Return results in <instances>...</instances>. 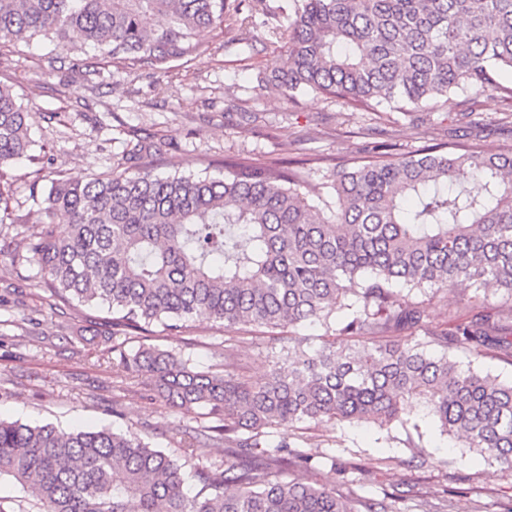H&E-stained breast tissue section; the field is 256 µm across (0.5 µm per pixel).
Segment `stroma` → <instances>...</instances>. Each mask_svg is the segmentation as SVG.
Masks as SVG:
<instances>
[{"instance_id":"35a3bbf8","label":"stroma","mask_w":512,"mask_h":512,"mask_svg":"<svg viewBox=\"0 0 512 512\" xmlns=\"http://www.w3.org/2000/svg\"><path fill=\"white\" fill-rule=\"evenodd\" d=\"M253 5L241 0V27L209 33L207 54L165 73H130L93 51L73 55L41 38L31 40L24 54H0V83L29 111V137L43 156L42 163L9 169L5 197L12 221L0 226V242L14 247L33 231V190H47L59 178L83 181L110 171L136 135L164 143L152 162L159 175L217 177L230 159H280L304 166L314 184L338 162L420 150L425 141L419 133L426 128L441 143L512 147V112L494 96L481 97L484 124L478 128L452 121L444 108L353 110L315 93L288 100L270 82L286 66L285 43L272 29L292 13L294 2L265 0L259 11ZM480 292L472 285L437 296L416 291L412 298L435 330L450 327L451 312L465 313L467 297ZM111 318L101 304L62 303L37 266L12 263L9 253H1L0 419L65 429L130 428L170 452L186 427L217 425L215 416L181 415L145 399L140 378L113 373L112 344L105 338ZM276 333L306 336L316 345L325 330L299 326ZM276 333L193 322L179 336L158 333L150 342L179 353L196 370L220 373L224 341L235 338L247 376L257 380L270 370L267 348ZM116 405L124 418H113ZM408 418L420 427V449L405 447L407 434L399 426L296 424L290 430L295 446L323 463L315 470L294 468L289 479L338 486L349 478L355 497L396 494L397 512H430L443 498L451 512H500L512 499V472L441 434L423 411Z\"/></svg>"}]
</instances>
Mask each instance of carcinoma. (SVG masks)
<instances>
[{"instance_id":"cac0c4a2","label":"carcinoma","mask_w":512,"mask_h":512,"mask_svg":"<svg viewBox=\"0 0 512 512\" xmlns=\"http://www.w3.org/2000/svg\"><path fill=\"white\" fill-rule=\"evenodd\" d=\"M238 21L227 0H0V43L42 36L165 73L207 52L212 29ZM286 22L276 29L286 68L272 82L292 100L311 91L364 110L430 112L461 95L458 115L477 127L479 97L494 92L512 112V84L496 79L512 72V0H299ZM28 122L1 84L0 179L18 160H40ZM159 154L135 138L123 169L52 182L13 260L37 266L68 304L108 305L116 331L318 323L355 343L311 349L302 336L274 337L273 368L253 381L228 339L222 373L114 342L113 371L145 378L146 396L179 414L203 409L221 424L184 430L174 455L131 430L0 420V480L21 490L0 498V512H392L389 494L356 499L347 486L285 480L320 461L285 438L261 450L259 438L300 422L405 427L411 400L463 447L512 470V382L451 355L463 348L512 364V314L496 323L474 314L419 338L423 311L403 294L478 283L512 297V148L362 157L331 167L322 185L246 158L225 163L222 178L161 177L149 169ZM304 188L330 189L336 210L314 209ZM203 439L224 454L201 455Z\"/></svg>"}]
</instances>
